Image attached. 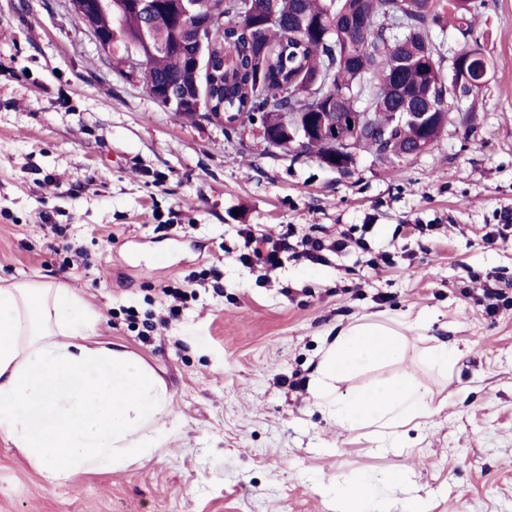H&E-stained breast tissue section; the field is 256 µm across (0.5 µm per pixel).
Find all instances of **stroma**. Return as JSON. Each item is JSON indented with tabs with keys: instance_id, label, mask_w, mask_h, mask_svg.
I'll use <instances>...</instances> for the list:
<instances>
[{
	"instance_id": "obj_1",
	"label": "stroma",
	"mask_w": 512,
	"mask_h": 512,
	"mask_svg": "<svg viewBox=\"0 0 512 512\" xmlns=\"http://www.w3.org/2000/svg\"><path fill=\"white\" fill-rule=\"evenodd\" d=\"M475 13L491 73L437 146L363 151L341 174L263 153L257 125L228 135L160 105L67 0H0V280L70 288L100 312V341L144 358L173 395L160 452L122 471L51 485L0 438V512H352L327 486L352 474L398 512H512V300L489 316L469 296L477 275L512 296V240L486 239L512 210V0ZM284 224L327 238L363 226L368 247L263 278L239 259L240 231ZM166 288L187 293L177 316ZM367 319L408 324L392 371L440 406L401 448L315 406L321 349ZM439 341L460 352L445 370L427 358Z\"/></svg>"
}]
</instances>
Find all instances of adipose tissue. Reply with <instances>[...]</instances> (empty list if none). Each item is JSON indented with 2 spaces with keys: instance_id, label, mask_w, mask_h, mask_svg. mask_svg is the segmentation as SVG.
<instances>
[{
  "instance_id": "ef3b65f1",
  "label": "adipose tissue",
  "mask_w": 512,
  "mask_h": 512,
  "mask_svg": "<svg viewBox=\"0 0 512 512\" xmlns=\"http://www.w3.org/2000/svg\"><path fill=\"white\" fill-rule=\"evenodd\" d=\"M97 311L53 281L0 284V436L51 484L151 459L170 412L165 381L140 356L97 339ZM403 332L383 322L340 330L316 367V405L348 430L398 426L434 414L428 389L377 376L343 395L337 381L399 361Z\"/></svg>"
}]
</instances>
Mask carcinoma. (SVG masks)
<instances>
[{"instance_id": "obj_1", "label": "carcinoma", "mask_w": 512, "mask_h": 512, "mask_svg": "<svg viewBox=\"0 0 512 512\" xmlns=\"http://www.w3.org/2000/svg\"><path fill=\"white\" fill-rule=\"evenodd\" d=\"M103 4L101 30L112 39L118 72L124 73L123 55L138 52L139 74L159 104L194 116L198 101L216 94L224 102L225 129H235L245 112L274 138H304L302 152L339 171L354 160L337 153L328 136L310 131L316 113L366 112L371 122L353 134L356 150L418 155L437 145L448 104L482 88L479 76L488 64L472 37V0H255L251 20L233 26L234 0H189L199 19L224 16L200 50L183 43L180 0H158L149 19L131 0ZM450 19L461 40L457 55L468 61L465 71L448 70L439 35ZM197 53L224 65V87L203 82ZM282 112L294 115L293 128L281 124ZM403 112L430 113L428 132L398 120Z\"/></svg>"}]
</instances>
